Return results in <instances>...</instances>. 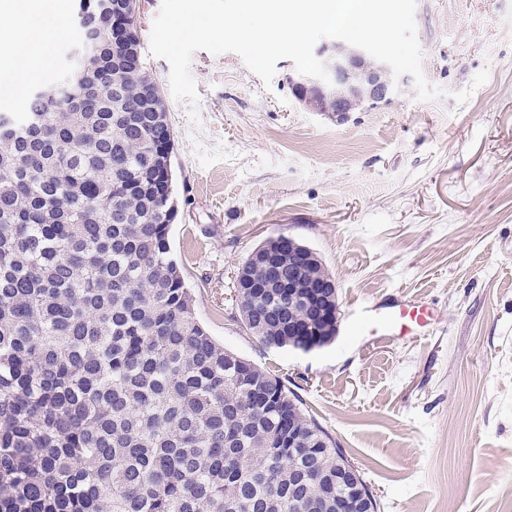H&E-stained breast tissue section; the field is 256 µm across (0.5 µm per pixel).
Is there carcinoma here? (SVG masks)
<instances>
[{"mask_svg": "<svg viewBox=\"0 0 512 512\" xmlns=\"http://www.w3.org/2000/svg\"><path fill=\"white\" fill-rule=\"evenodd\" d=\"M78 89L30 93L0 113V512H334L360 472L303 410L288 380L224 349L197 321L172 256L171 125L136 112L163 103L140 22L112 47V0H79ZM122 213L119 223L114 211ZM270 276L243 266L239 302L265 346L304 344L303 305L284 293L329 272L267 241ZM302 442L288 453V427Z\"/></svg>", "mask_w": 512, "mask_h": 512, "instance_id": "obj_1", "label": "carcinoma"}]
</instances>
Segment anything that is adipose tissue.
I'll return each instance as SVG.
<instances>
[{"label":"adipose tissue","instance_id":"1","mask_svg":"<svg viewBox=\"0 0 512 512\" xmlns=\"http://www.w3.org/2000/svg\"><path fill=\"white\" fill-rule=\"evenodd\" d=\"M63 12L61 0H0V30L8 31L15 20H23L26 35L20 40H0L12 62L11 91L20 96L36 80L39 68L50 64L51 46L59 34L55 20Z\"/></svg>","mask_w":512,"mask_h":512}]
</instances>
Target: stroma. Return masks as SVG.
<instances>
[{
	"mask_svg": "<svg viewBox=\"0 0 512 512\" xmlns=\"http://www.w3.org/2000/svg\"><path fill=\"white\" fill-rule=\"evenodd\" d=\"M438 99L413 83L348 122L306 110L282 59L264 84L234 53L196 52V103L145 56L174 131L171 247L197 319L286 378L372 488L379 512H501L512 495V0H417ZM312 248L338 286L335 340L261 345L236 301L268 238ZM424 302L419 339L360 331L378 305Z\"/></svg>",
	"mask_w": 512,
	"mask_h": 512,
	"instance_id": "obj_1",
	"label": "stroma"
}]
</instances>
